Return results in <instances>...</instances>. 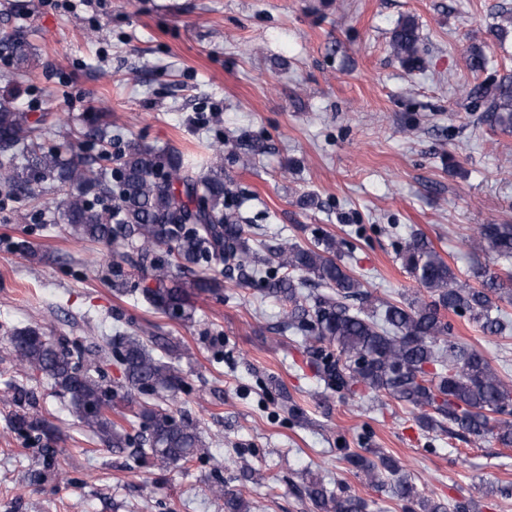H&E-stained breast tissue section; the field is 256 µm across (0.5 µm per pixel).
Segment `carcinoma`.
<instances>
[{
    "instance_id": "obj_1",
    "label": "carcinoma",
    "mask_w": 512,
    "mask_h": 512,
    "mask_svg": "<svg viewBox=\"0 0 512 512\" xmlns=\"http://www.w3.org/2000/svg\"><path fill=\"white\" fill-rule=\"evenodd\" d=\"M417 27L398 25L393 51L416 61ZM0 56L21 76L34 67L37 54L24 28L0 36ZM493 93L488 111L512 127V84ZM52 113L30 121L10 98L0 99V196L44 205L48 194L61 196L51 224H63L70 235L105 245L122 242L131 266L147 269L154 286L142 295L155 310L178 321H191L195 298L220 288L217 279L194 267L221 264L240 273L239 284L264 275V291L287 310L283 330L298 333L313 348L311 367L331 395L384 394L418 411L419 426L457 429L482 439L488 435L512 447V383L477 351L453 339L445 313L465 316L484 333L502 332L493 299L512 300V271L498 273L476 265L466 280L424 236H415L401 252L402 265L429 296L384 301L366 290L363 278L342 263L336 239L324 236L310 245L289 240L266 247L250 245L245 225L226 202L224 166L204 172L186 161L175 147L157 151L130 145L110 151L112 122L95 117L53 147L44 144L43 129ZM474 252H491L512 261V224H481L472 237ZM326 289L311 296L309 285ZM15 361L48 379L66 399L67 412L112 449L131 444L129 433L111 418L118 393L95 376L98 364L116 360L125 387L164 400L181 389L180 369L154 353L157 336L146 327L88 347L69 348L38 327H23L9 337ZM134 417L143 428L136 452L165 466L178 467L209 453L195 425L176 419L162 405L146 401ZM18 431L38 430L42 420L17 413ZM343 460L360 471L367 484L383 485V472L400 470L397 460L378 461L352 451ZM212 493L224 499V512H247L242 497L222 485ZM307 493L319 512H366L365 501L345 492L331 493L318 479ZM392 493L404 512H448V503L420 497L413 483L400 477Z\"/></svg>"
}]
</instances>
